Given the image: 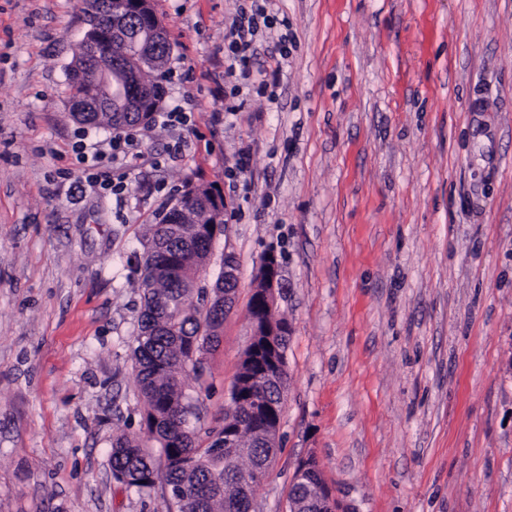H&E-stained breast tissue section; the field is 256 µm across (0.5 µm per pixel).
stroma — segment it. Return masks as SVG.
Returning a JSON list of instances; mask_svg holds the SVG:
<instances>
[{"mask_svg":"<svg viewBox=\"0 0 512 512\" xmlns=\"http://www.w3.org/2000/svg\"><path fill=\"white\" fill-rule=\"evenodd\" d=\"M251 0H153L162 110L124 197L78 193L68 111L85 0H0V512H175L112 475L138 433L147 228L189 184L224 197L233 310L186 391L222 425L267 254L289 328L279 451L258 512L314 456L350 512H512V0H268L274 90L214 95ZM237 183L225 171L241 151ZM167 156L155 167L156 156Z\"/></svg>","mask_w":512,"mask_h":512,"instance_id":"1","label":"stroma"}]
</instances>
